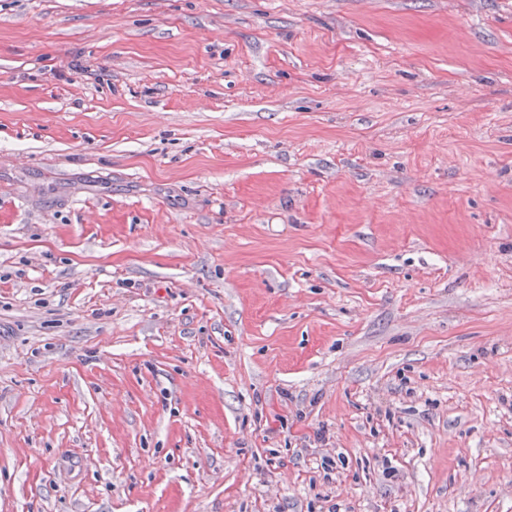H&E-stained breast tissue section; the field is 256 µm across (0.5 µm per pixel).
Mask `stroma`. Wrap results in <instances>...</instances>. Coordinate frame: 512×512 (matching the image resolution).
<instances>
[{"instance_id":"1","label":"stroma","mask_w":512,"mask_h":512,"mask_svg":"<svg viewBox=\"0 0 512 512\" xmlns=\"http://www.w3.org/2000/svg\"><path fill=\"white\" fill-rule=\"evenodd\" d=\"M0 512H512V0H0Z\"/></svg>"}]
</instances>
